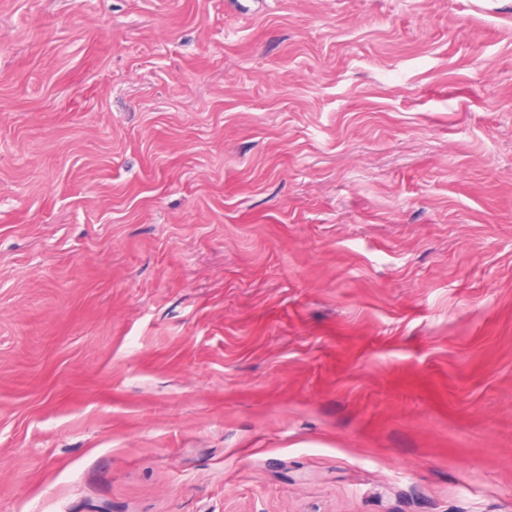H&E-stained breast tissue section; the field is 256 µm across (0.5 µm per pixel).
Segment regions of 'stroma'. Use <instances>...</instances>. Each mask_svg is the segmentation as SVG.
Listing matches in <instances>:
<instances>
[{
	"label": "stroma",
	"instance_id": "1",
	"mask_svg": "<svg viewBox=\"0 0 512 512\" xmlns=\"http://www.w3.org/2000/svg\"><path fill=\"white\" fill-rule=\"evenodd\" d=\"M0 512H512V0H0Z\"/></svg>",
	"mask_w": 512,
	"mask_h": 512
}]
</instances>
